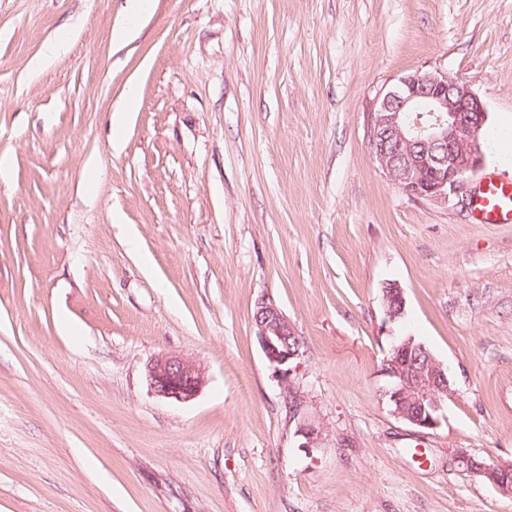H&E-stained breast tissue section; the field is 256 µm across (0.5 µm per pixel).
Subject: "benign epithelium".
<instances>
[{"instance_id": "obj_1", "label": "benign epithelium", "mask_w": 512, "mask_h": 512, "mask_svg": "<svg viewBox=\"0 0 512 512\" xmlns=\"http://www.w3.org/2000/svg\"><path fill=\"white\" fill-rule=\"evenodd\" d=\"M486 121L485 104L468 82L415 71L379 92L367 115L366 136L378 168L403 194L463 206L473 177L484 167ZM382 300L388 320L403 316L406 300L399 283L386 284ZM252 325L265 358L287 379L290 365L302 355L301 336L268 296L257 300ZM383 371L392 379L387 392L392 415L420 430L436 429L442 400L450 393L448 367L414 337L404 336L392 342ZM146 380L155 397L178 403L193 400L207 383L198 365L170 353L150 362ZM409 394L416 396L420 410L404 409ZM296 436L301 448H315L320 440L319 430L305 420L299 422ZM454 459L501 493L512 495V464L478 466L464 448L455 451Z\"/></svg>"}]
</instances>
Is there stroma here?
<instances>
[{
    "label": "stroma",
    "instance_id": "1",
    "mask_svg": "<svg viewBox=\"0 0 512 512\" xmlns=\"http://www.w3.org/2000/svg\"><path fill=\"white\" fill-rule=\"evenodd\" d=\"M123 3L0 0V512H512L453 456L512 463V223L408 198L366 138L438 71L512 181V0H152L118 44ZM263 295L303 340L288 387ZM402 334L448 367L436 429L390 412ZM161 353L194 400L149 392ZM383 308L389 321L400 319L405 312L406 300L399 283L391 282L383 288ZM252 325L267 361L286 380L290 365L301 355V336L273 299L262 296L255 304ZM291 341V342H290ZM146 380L155 397L178 403L193 400L207 383L205 372L198 365L170 353H162L150 362Z\"/></svg>",
    "mask_w": 512,
    "mask_h": 512
}]
</instances>
